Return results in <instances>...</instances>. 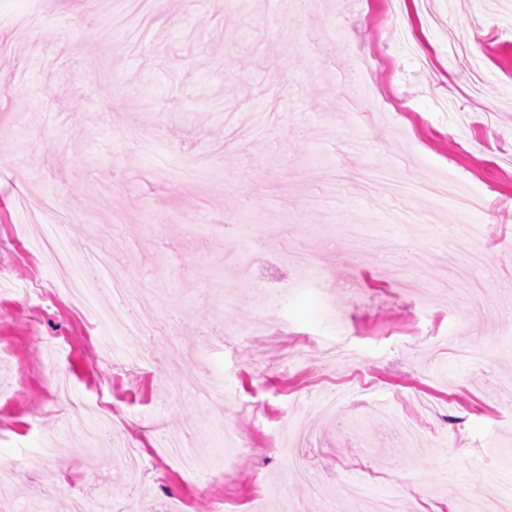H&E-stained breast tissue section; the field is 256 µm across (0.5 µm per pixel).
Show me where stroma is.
Listing matches in <instances>:
<instances>
[{"mask_svg": "<svg viewBox=\"0 0 512 512\" xmlns=\"http://www.w3.org/2000/svg\"><path fill=\"white\" fill-rule=\"evenodd\" d=\"M0 475L18 512H72L73 495L113 498L114 512L149 507L284 512L309 498L286 479L290 455L331 485L328 512H355L350 474L369 492L419 486L414 512H479L512 488V0H0ZM463 42L482 63L472 94ZM212 177L177 180L204 157ZM406 182L451 176L487 208L458 212L452 198L365 189L360 169ZM52 195L71 217L74 256L102 247L129 278L165 266L150 288L162 349L130 335L134 308L96 326L67 298L22 302L7 283L53 288L55 270L24 244L21 199ZM494 222H487V213ZM362 227L356 260L345 225ZM455 224L482 226L484 241L451 239ZM315 256L305 270L281 252ZM251 265L260 288L234 291ZM403 280L432 289L430 305ZM267 332L236 350L219 335ZM311 340L304 358L281 355ZM491 349L484 364L449 358V342ZM346 344L352 366L327 346ZM194 365L207 397L177 391ZM68 376L67 413L53 389ZM340 393L335 413L311 410ZM105 396L140 436L148 470L99 463L87 434ZM398 396L423 427L407 448L375 406ZM232 428L241 452L224 454ZM192 434L212 473L161 454L168 436ZM57 483L50 497L35 486Z\"/></svg>", "mask_w": 512, "mask_h": 512, "instance_id": "35a3bbf8", "label": "stroma"}]
</instances>
